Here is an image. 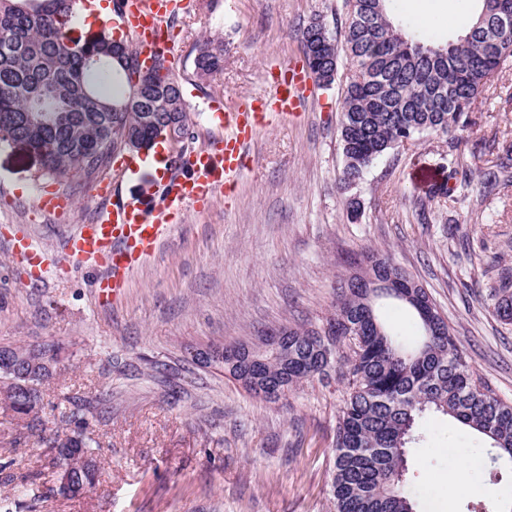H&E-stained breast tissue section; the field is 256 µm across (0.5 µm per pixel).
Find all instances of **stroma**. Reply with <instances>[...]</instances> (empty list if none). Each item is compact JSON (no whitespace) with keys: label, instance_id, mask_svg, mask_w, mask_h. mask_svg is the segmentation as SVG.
Wrapping results in <instances>:
<instances>
[{"label":"stroma","instance_id":"obj_1","mask_svg":"<svg viewBox=\"0 0 512 512\" xmlns=\"http://www.w3.org/2000/svg\"><path fill=\"white\" fill-rule=\"evenodd\" d=\"M399 16H429L460 32L473 0H395ZM342 0H190L179 16L173 62L184 77L188 143L218 135L208 101L224 110L268 88L288 63L302 64L300 27L335 25ZM224 42V70L201 80L193 58L203 39ZM469 181L435 198L448 178L445 134H424L377 161L353 185L342 180L338 91L310 85L297 117L262 131L234 193L188 212L117 299L96 300V271L31 282L12 256V235L59 253L63 239L101 205L91 182L52 179L24 148L0 146V345L62 344L60 369L43 388L46 408L106 396L90 414L100 477L77 497L58 492L49 448L0 399V512H330L334 438L346 396L341 373L277 402L249 394L201 367L192 352L245 342L262 331L321 326L337 287L375 250L425 288L475 376L512 402V323L491 296L512 272V179L489 194L477 180L512 146V63L491 78L470 114ZM71 199L47 216L37 190ZM357 210H350V202ZM426 437L408 465L417 512H500L512 480L487 482L489 441L446 416L424 419ZM469 466L447 482L448 460Z\"/></svg>","mask_w":512,"mask_h":512}]
</instances>
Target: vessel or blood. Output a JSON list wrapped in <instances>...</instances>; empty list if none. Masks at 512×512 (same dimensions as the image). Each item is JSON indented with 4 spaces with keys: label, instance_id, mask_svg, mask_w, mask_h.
Listing matches in <instances>:
<instances>
[{
    "label": "vessel or blood",
    "instance_id": "obj_1",
    "mask_svg": "<svg viewBox=\"0 0 512 512\" xmlns=\"http://www.w3.org/2000/svg\"><path fill=\"white\" fill-rule=\"evenodd\" d=\"M187 6V0H117L109 22L117 34L132 38L140 64L147 68L154 57L172 54L170 22ZM307 83L302 69L292 67L270 94H257L236 111L217 113L223 135L206 148L189 153L183 164L186 173H179L176 161L166 160L159 174L167 191L163 206L152 207L133 199L102 209L94 223L80 225L65 239L58 256L35 245L29 237H15V259L39 282L70 274L83 265L99 268L102 274L94 283L96 295L119 294L155 255L177 216L201 209L217 193L237 189L256 135L272 119L296 116ZM119 172L127 179L156 175L145 153L126 159Z\"/></svg>",
    "mask_w": 512,
    "mask_h": 512
}]
</instances>
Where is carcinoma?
I'll return each instance as SVG.
<instances>
[{"label": "carcinoma", "instance_id": "carcinoma-1", "mask_svg": "<svg viewBox=\"0 0 512 512\" xmlns=\"http://www.w3.org/2000/svg\"><path fill=\"white\" fill-rule=\"evenodd\" d=\"M394 0H345L339 31L312 19L299 34L303 47L320 30L327 49L349 58L353 71L341 85L339 140L344 183L361 179L377 160L406 139L426 132L451 134L448 179L456 178L469 146V112L490 79L512 58V21L489 15L492 0L463 33L444 41L432 26L421 30L394 14ZM82 0H0V145L28 141L60 179L90 180L118 150L112 122L122 117L138 134L139 147H152L141 127L143 112H175L184 124L190 113L181 77L157 59L139 69L131 43L103 32L81 33L67 44L62 30L72 24ZM201 79L224 70V41L206 39L193 60ZM45 89L61 108L44 112L45 123L27 121L30 96ZM496 313L512 321V284L493 289ZM420 335L413 343L387 327L376 306L365 305L355 288L340 287L332 317L350 324V336H334L336 364L346 369L347 398L338 416L331 486L334 512H416L407 490L409 445L423 440L420 422L429 413L449 416L476 432L512 462V403L494 394L459 352L450 326L436 305L432 313L404 298ZM313 327L288 328V384L292 390L327 373L318 371ZM38 353L36 378L0 375L5 402L39 441L51 448L58 468L70 470L84 488L98 481L90 452L86 403L60 417H41V386L59 363V347L8 346Z\"/></svg>", "mask_w": 512, "mask_h": 512}]
</instances>
